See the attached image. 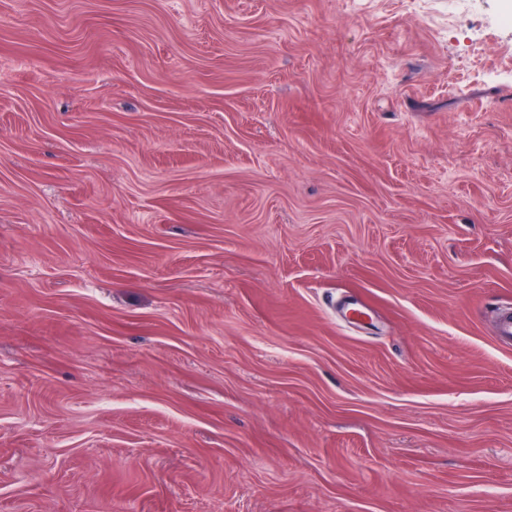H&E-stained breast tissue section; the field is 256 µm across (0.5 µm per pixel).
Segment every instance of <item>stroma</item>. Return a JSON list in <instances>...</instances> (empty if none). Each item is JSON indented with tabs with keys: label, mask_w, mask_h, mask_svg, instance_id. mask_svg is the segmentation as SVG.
<instances>
[{
	"label": "stroma",
	"mask_w": 512,
	"mask_h": 512,
	"mask_svg": "<svg viewBox=\"0 0 512 512\" xmlns=\"http://www.w3.org/2000/svg\"><path fill=\"white\" fill-rule=\"evenodd\" d=\"M509 11L0 0V512H512Z\"/></svg>",
	"instance_id": "1"
}]
</instances>
